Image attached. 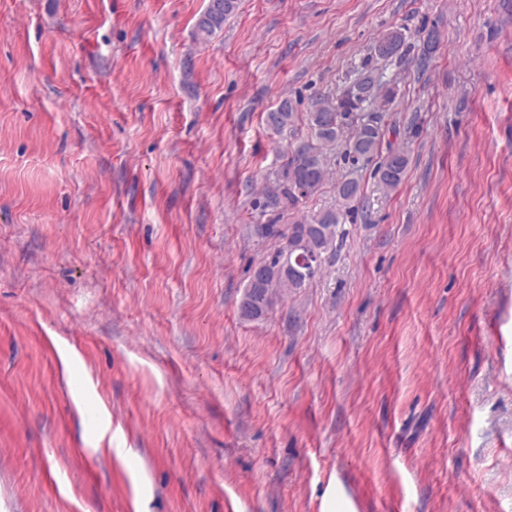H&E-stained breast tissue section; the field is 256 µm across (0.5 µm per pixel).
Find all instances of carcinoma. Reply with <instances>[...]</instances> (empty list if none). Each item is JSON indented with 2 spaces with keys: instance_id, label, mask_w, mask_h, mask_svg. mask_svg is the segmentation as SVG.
Segmentation results:
<instances>
[{
  "instance_id": "carcinoma-1",
  "label": "carcinoma",
  "mask_w": 512,
  "mask_h": 512,
  "mask_svg": "<svg viewBox=\"0 0 512 512\" xmlns=\"http://www.w3.org/2000/svg\"><path fill=\"white\" fill-rule=\"evenodd\" d=\"M238 7V0H221V8L211 13L206 6L196 21L197 37L206 40L224 28V22ZM394 43L398 53L382 49L387 43ZM412 45L400 31L384 35L373 47L371 57L389 61L402 59L410 52ZM438 48L435 31L430 30L420 40L416 55L418 68L425 69ZM397 95L396 84L384 78L383 73L365 62L357 77L338 98L319 96L312 102L307 113L310 138L294 145L291 155L277 172L273 185L268 189L263 207L266 209H294L300 201L322 186L328 171V158L336 149V143L344 140V156L352 164V170L338 183L336 195L341 208L326 209L312 218H302L284 228L277 224L263 225L264 235L277 236L283 245L263 262L251 270L249 279H254L256 270L267 271L258 286H246L241 302L243 316L258 319L268 312L272 303L274 288L280 286L296 292L313 280L321 271L324 255L336 251V237L339 224L343 223L345 212L360 193L357 176L358 164L373 161L385 138L380 113L386 110ZM376 111L359 121L357 117L365 107ZM296 112L289 98L282 99L277 107L266 113L264 123L276 133L292 127ZM407 167L403 151L389 150L387 155L376 162L373 177L386 190L396 188Z\"/></svg>"
}]
</instances>
